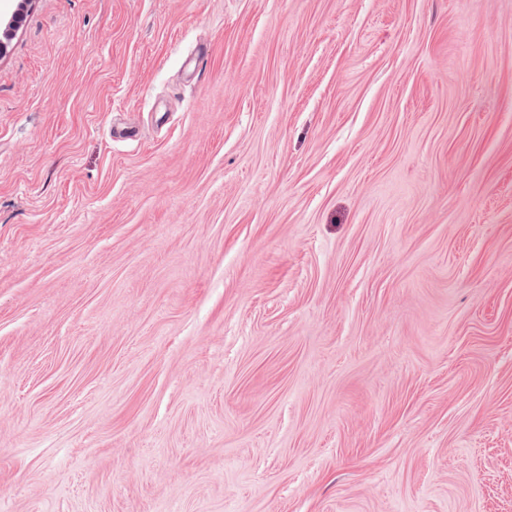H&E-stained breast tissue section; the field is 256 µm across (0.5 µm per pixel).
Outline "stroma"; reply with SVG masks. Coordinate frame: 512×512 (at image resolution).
<instances>
[{
    "mask_svg": "<svg viewBox=\"0 0 512 512\" xmlns=\"http://www.w3.org/2000/svg\"><path fill=\"white\" fill-rule=\"evenodd\" d=\"M0 512H512V0H0Z\"/></svg>",
    "mask_w": 512,
    "mask_h": 512,
    "instance_id": "obj_1",
    "label": "stroma"
}]
</instances>
